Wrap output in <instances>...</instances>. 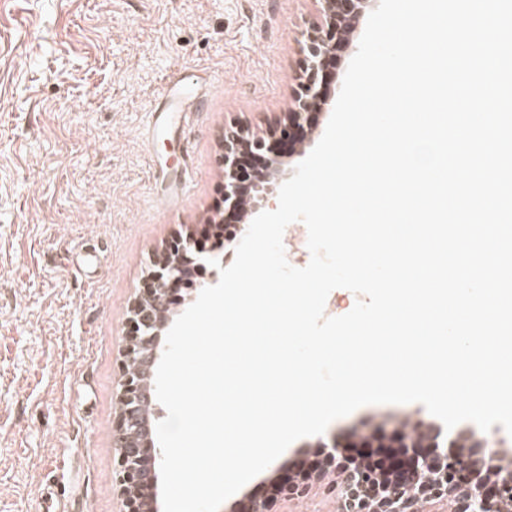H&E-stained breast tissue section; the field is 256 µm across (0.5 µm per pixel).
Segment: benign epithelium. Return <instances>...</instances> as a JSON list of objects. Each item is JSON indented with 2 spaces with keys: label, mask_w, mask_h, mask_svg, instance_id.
I'll list each match as a JSON object with an SVG mask.
<instances>
[{
  "label": "benign epithelium",
  "mask_w": 512,
  "mask_h": 512,
  "mask_svg": "<svg viewBox=\"0 0 512 512\" xmlns=\"http://www.w3.org/2000/svg\"><path fill=\"white\" fill-rule=\"evenodd\" d=\"M324 23L308 31L303 46L302 72L294 92L295 109L268 139L250 138L242 129L224 130V210L238 224L257 215L281 173L276 155L283 146H296L308 138L309 116L327 102L319 82L336 44L348 39L350 23L357 20L369 0H319ZM271 157L257 171L243 167L248 155ZM203 251L189 233L180 235L153 257L151 271L132 300L127 318L126 346L122 362L137 360L145 368L134 379L123 375L116 394L118 410L112 427L117 453V486L123 512H160V454L155 448L151 413L156 401L152 382L165 349L173 315L171 296L181 290L200 266ZM166 287L156 288L159 282ZM464 436L451 437L435 426L426 439L411 433L394 436L389 447L400 449L391 456H374L368 448H380L377 435L352 441L333 436L320 447L329 449L318 475L331 471L342 477L339 485L341 512H418L417 506L433 499H449L454 512H508L512 505V470L500 465L498 441L474 438L470 448H460ZM359 452L353 453L351 449ZM309 473L301 470L283 481L273 476L279 493L301 495Z\"/></svg>",
  "instance_id": "7a95c632"
}]
</instances>
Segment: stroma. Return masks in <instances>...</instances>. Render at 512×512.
Returning <instances> with one entry per match:
<instances>
[{"instance_id": "obj_1", "label": "stroma", "mask_w": 512, "mask_h": 512, "mask_svg": "<svg viewBox=\"0 0 512 512\" xmlns=\"http://www.w3.org/2000/svg\"><path fill=\"white\" fill-rule=\"evenodd\" d=\"M319 21L316 0H0V512H122L112 420L129 302L155 249L223 213L224 130L261 135L292 110ZM365 26L323 72L329 107ZM175 66L199 110L148 155ZM436 422L419 403L377 404L327 431ZM336 481L291 497L259 475L247 493L269 512H341Z\"/></svg>"}]
</instances>
